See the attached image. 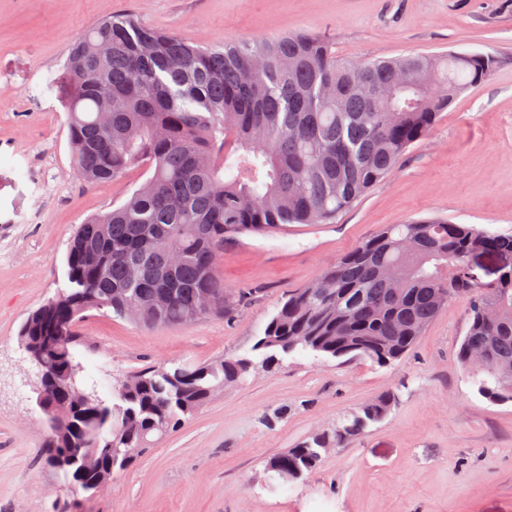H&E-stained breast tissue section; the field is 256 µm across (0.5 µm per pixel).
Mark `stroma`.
I'll return each mask as SVG.
<instances>
[{"label": "stroma", "instance_id": "obj_1", "mask_svg": "<svg viewBox=\"0 0 512 512\" xmlns=\"http://www.w3.org/2000/svg\"><path fill=\"white\" fill-rule=\"evenodd\" d=\"M140 22L208 46L305 31L337 56L492 53L490 79L463 93L389 176L330 224H282L225 247V287L252 297L234 316L136 325L90 311L79 359L112 399L142 368L250 354L280 301L390 224L439 218L512 234V0H0V512H512V402L479 395L457 352L469 302L432 321L381 366L280 355L216 390L95 495L45 463L39 370L20 345L29 313L68 286V242L144 181L89 184L70 167L71 44L98 20ZM388 417L311 473L285 483L265 461L381 395Z\"/></svg>", "mask_w": 512, "mask_h": 512}]
</instances>
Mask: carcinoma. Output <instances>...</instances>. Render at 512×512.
Masks as SVG:
<instances>
[{"instance_id":"obj_1","label":"carcinoma","mask_w":512,"mask_h":512,"mask_svg":"<svg viewBox=\"0 0 512 512\" xmlns=\"http://www.w3.org/2000/svg\"><path fill=\"white\" fill-rule=\"evenodd\" d=\"M496 64L481 53L338 58L309 33L203 47L132 15L89 27L67 61L73 173L111 183L143 164L149 176L112 211L80 225L66 257L68 288L19 331L22 346L38 352L42 404L71 415L67 430L46 439L68 452L71 483L86 492L126 469L150 433L175 427L255 366L224 357L148 367L115 387L109 406L74 353L87 312L122 317L134 300L141 308L133 322L181 325L203 294L218 299L212 313L233 312L243 295L224 287L216 266L228 235L331 223ZM363 75L387 94L372 102L357 92ZM174 247L183 253L176 265ZM477 251L512 254V235L439 220L392 224L288 294L253 350L266 367L293 352L389 365L453 299L469 295L459 361L480 395L511 402L512 268L484 282L467 263ZM480 351L485 364L474 366ZM394 402L388 394L360 406L332 430L269 457L265 471L301 478L318 465L317 449L344 447Z\"/></svg>"}]
</instances>
